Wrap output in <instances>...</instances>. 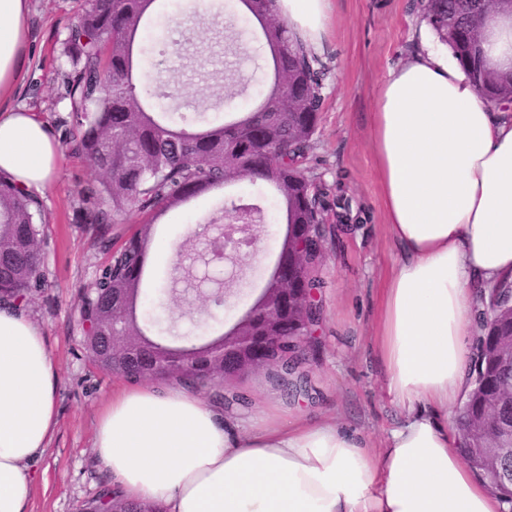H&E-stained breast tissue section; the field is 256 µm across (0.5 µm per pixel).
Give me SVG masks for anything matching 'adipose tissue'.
<instances>
[{
  "label": "adipose tissue",
  "instance_id": "ef3b65f1",
  "mask_svg": "<svg viewBox=\"0 0 512 512\" xmlns=\"http://www.w3.org/2000/svg\"><path fill=\"white\" fill-rule=\"evenodd\" d=\"M331 0H278L311 48ZM28 0H0V173L38 196L60 171L45 122L5 108L21 75ZM489 62L512 69V18L485 28ZM370 140L401 250L383 291L377 349L404 421L372 453L332 417L255 414L250 429L179 384L115 392L95 448L123 497L165 512H502L458 450L448 412L471 389L479 290L512 278V113L478 95L451 53L422 46L383 78ZM58 374L25 311L0 305V512H26L27 464L57 423Z\"/></svg>",
  "mask_w": 512,
  "mask_h": 512
}]
</instances>
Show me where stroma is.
Instances as JSON below:
<instances>
[{
	"mask_svg": "<svg viewBox=\"0 0 512 512\" xmlns=\"http://www.w3.org/2000/svg\"><path fill=\"white\" fill-rule=\"evenodd\" d=\"M77 8V0H29L27 64L12 98L13 105L46 122L60 141L71 120L68 101L59 97L70 69L61 49ZM226 20L195 0H171L162 29L153 34L159 40L166 30L181 31V43L173 47L162 77L207 97L210 120L230 108H248L265 90L263 60L257 52L244 64L250 79L247 94L225 100L223 79H208L204 62ZM422 25L416 0H332L328 36L316 51L328 75L304 174L347 199L353 221L341 226L335 211L325 215L318 290L322 322L316 346L303 351L308 396L287 398L267 371L244 374L225 384L247 399L246 406L234 408L235 421L263 408L310 417L325 414L360 432L378 449L405 418L386 392L376 351L380 288L401 252L386 222L369 146V121L382 79L413 51ZM91 177L84 159L65 151L59 176L42 199L48 286L27 310L48 340L58 373L57 426L48 448L28 465L27 512H79L80 505L111 480L96 458L95 436L99 416L123 380L100 371L83 350L79 309L82 287L93 280L109 246L127 238L137 217L121 218L105 234L84 223L78 191ZM232 193L259 198L265 231L259 250L246 256L241 277L227 281L230 302L218 307L201 294L162 304L159 287L176 253L155 246L149 250L150 280L138 299L137 316L172 328V344H202L229 329L264 287L276 260L286 230L279 198L248 180L234 186ZM223 207L224 192L215 190L166 213L154 231L163 241L186 244L188 252H195L207 245L203 225L219 218Z\"/></svg>",
	"mask_w": 512,
	"mask_h": 512,
	"instance_id": "obj_1",
	"label": "stroma"
}]
</instances>
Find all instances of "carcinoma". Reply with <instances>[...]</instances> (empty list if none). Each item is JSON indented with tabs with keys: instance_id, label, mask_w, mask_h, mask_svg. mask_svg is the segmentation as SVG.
<instances>
[{
	"instance_id": "cac0c4a2",
	"label": "carcinoma",
	"mask_w": 512,
	"mask_h": 512,
	"mask_svg": "<svg viewBox=\"0 0 512 512\" xmlns=\"http://www.w3.org/2000/svg\"><path fill=\"white\" fill-rule=\"evenodd\" d=\"M259 24L253 35L258 50L267 53L271 71L262 100L248 112H226L223 118L199 122L196 113L154 112L155 98L202 99L168 82L144 80L138 35L161 0H85L63 42L70 63L64 80V98L71 107L72 126L67 144L96 173L79 192L83 218L106 230L131 212L144 217L138 228L113 250L93 282L83 291L81 307L91 320L83 345L92 361L105 371L142 382L178 381L208 389L216 405L245 402L239 393L224 394V364L213 360L202 346L167 345L147 337L136 319V303L153 242L154 221L213 189L242 179L261 182L277 192L285 207V221L297 226L293 237L307 233L323 236L322 212L328 200L303 182L302 166L308 159L322 105L325 67L280 15L277 0H239ZM477 0H419L418 6L441 42L447 44L477 92L493 102L499 91L512 86V70L496 71L497 81L485 83L480 75L490 69L484 42H470L471 21L479 18ZM224 61L219 73L237 87L239 39L233 27H224ZM43 206L0 173V303L25 307L47 286L41 223ZM192 272L177 261L165 295L183 297L177 288L190 283ZM500 280L481 291L478 338L471 366L473 388L467 412L489 413V398L504 373L493 364L490 352L498 338L512 331V316L498 313ZM116 335L132 349L112 356L103 339ZM291 380L282 370L268 367L272 381L291 398L299 386L310 387L308 375L296 355H284ZM163 512L152 502H134L112 495L105 484L84 504L81 512Z\"/></svg>"
}]
</instances>
